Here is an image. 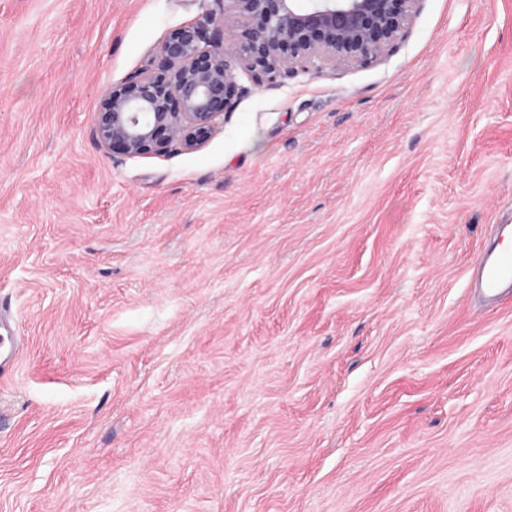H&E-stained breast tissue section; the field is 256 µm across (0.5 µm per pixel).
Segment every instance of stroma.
Returning a JSON list of instances; mask_svg holds the SVG:
<instances>
[{
  "label": "stroma",
  "instance_id": "35a3bbf8",
  "mask_svg": "<svg viewBox=\"0 0 512 512\" xmlns=\"http://www.w3.org/2000/svg\"><path fill=\"white\" fill-rule=\"evenodd\" d=\"M213 0H0V512H512V0H422L366 66L200 149L95 114ZM473 287L490 303L512 296V252L485 251L474 266ZM4 330L6 335L2 332ZM17 336L10 319L4 317V308L0 306V369L9 366L15 355Z\"/></svg>",
  "mask_w": 512,
  "mask_h": 512
}]
</instances>
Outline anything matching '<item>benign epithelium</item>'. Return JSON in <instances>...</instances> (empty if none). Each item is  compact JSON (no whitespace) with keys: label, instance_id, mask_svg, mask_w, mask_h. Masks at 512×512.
I'll list each match as a JSON object with an SVG mask.
<instances>
[{"label":"benign epithelium","instance_id":"benign-epithelium-1","mask_svg":"<svg viewBox=\"0 0 512 512\" xmlns=\"http://www.w3.org/2000/svg\"><path fill=\"white\" fill-rule=\"evenodd\" d=\"M421 0H216L198 22L175 28L160 63L112 85L96 116L102 146L128 156L201 148L255 83L282 85L325 66L367 65L408 34ZM231 11L235 29H224Z\"/></svg>","mask_w":512,"mask_h":512}]
</instances>
